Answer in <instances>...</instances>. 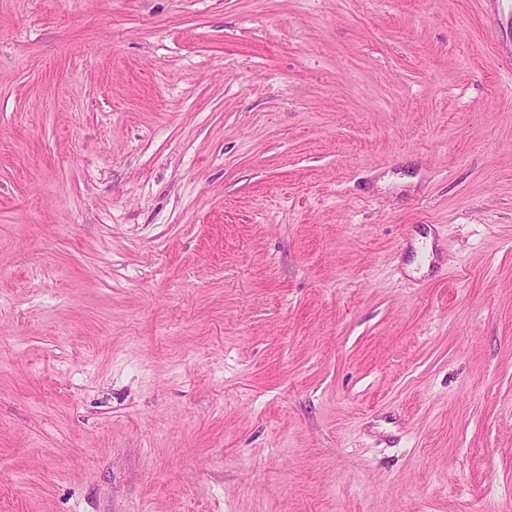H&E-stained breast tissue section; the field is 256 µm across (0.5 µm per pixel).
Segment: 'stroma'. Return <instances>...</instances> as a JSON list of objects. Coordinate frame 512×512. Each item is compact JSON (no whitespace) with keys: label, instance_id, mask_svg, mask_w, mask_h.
Listing matches in <instances>:
<instances>
[{"label":"stroma","instance_id":"1","mask_svg":"<svg viewBox=\"0 0 512 512\" xmlns=\"http://www.w3.org/2000/svg\"><path fill=\"white\" fill-rule=\"evenodd\" d=\"M510 69L512 0H0V512H512Z\"/></svg>","mask_w":512,"mask_h":512}]
</instances>
